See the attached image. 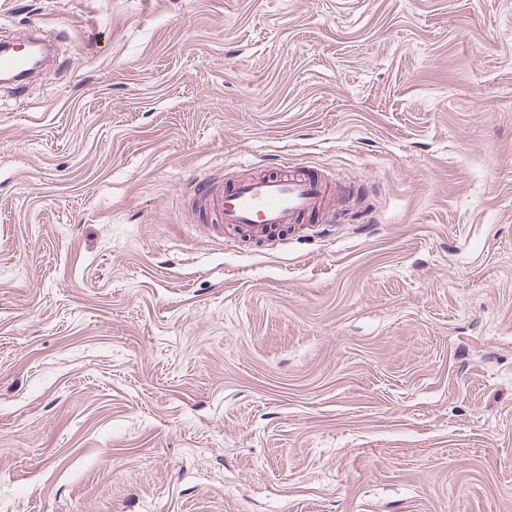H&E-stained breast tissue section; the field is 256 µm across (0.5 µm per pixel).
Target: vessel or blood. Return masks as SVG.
Segmentation results:
<instances>
[{
  "instance_id": "obj_1",
  "label": "vessel or blood",
  "mask_w": 512,
  "mask_h": 512,
  "mask_svg": "<svg viewBox=\"0 0 512 512\" xmlns=\"http://www.w3.org/2000/svg\"><path fill=\"white\" fill-rule=\"evenodd\" d=\"M195 192L204 215L215 216L218 223L231 226L242 237L264 238L289 224L336 220L326 207L327 182L287 162L262 176L230 183L199 176Z\"/></svg>"
}]
</instances>
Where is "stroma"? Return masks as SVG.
<instances>
[{"label": "stroma", "instance_id": "35a3bbf8", "mask_svg": "<svg viewBox=\"0 0 512 512\" xmlns=\"http://www.w3.org/2000/svg\"><path fill=\"white\" fill-rule=\"evenodd\" d=\"M0 512H512V0H0ZM355 187L261 242L189 182Z\"/></svg>", "mask_w": 512, "mask_h": 512}]
</instances>
